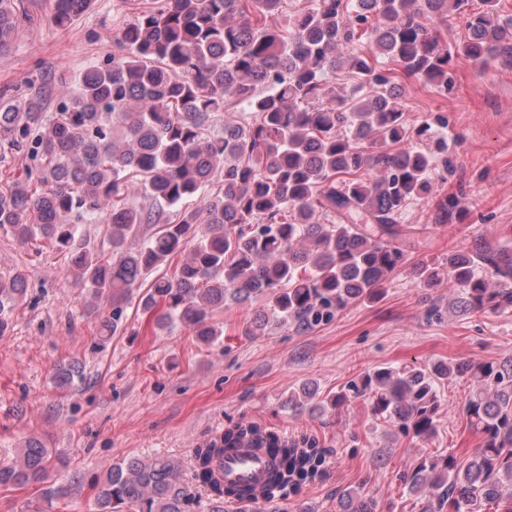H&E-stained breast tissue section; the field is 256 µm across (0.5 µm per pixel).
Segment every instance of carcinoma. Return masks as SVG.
I'll return each mask as SVG.
<instances>
[{"instance_id": "1", "label": "carcinoma", "mask_w": 512, "mask_h": 512, "mask_svg": "<svg viewBox=\"0 0 512 512\" xmlns=\"http://www.w3.org/2000/svg\"><path fill=\"white\" fill-rule=\"evenodd\" d=\"M88 0H54L65 26ZM281 0H163L139 13L117 38L119 53L84 72L77 92L52 121L42 92L0 96V143L43 162L34 181L18 176L0 190V229L25 245L45 239L68 255L75 285L90 306L106 301L110 316L99 340L121 327L136 302L158 330L183 323L203 343L222 335L210 312L224 301L262 297L253 320L311 326L359 301H373L395 274L407 271L425 288L442 281L477 312L512 309V251L479 244L457 249L443 264L410 261L415 238L407 208L433 206L434 224L460 210L456 194H432L434 175L455 170L456 156L434 114L411 126L399 82L415 80L451 93L457 63L512 65V14L500 0H311L287 24ZM465 20L461 42L444 44L438 26ZM19 22L0 0V53ZM345 69L350 83L329 75ZM243 104L249 120L221 123L226 107ZM156 209L130 204L135 194ZM176 207V219L166 208ZM92 216L108 225L107 247L80 237ZM154 231L133 247L140 227ZM482 267L485 274L476 273ZM26 274L0 276V334L26 293ZM471 374L478 388L464 404L481 445L467 461L450 454L418 458L409 491L421 512H512V356L472 365L380 367L326 400L340 409L368 402L417 445L436 433L437 386ZM308 386L288 396L303 413ZM235 448H263L273 472L259 489L272 501L323 474L327 453L315 441L300 448L257 424L228 427L195 449L193 480L207 488L214 512L254 492L224 484L214 460ZM52 455L32 437L14 463L0 465V487L49 476ZM67 484L45 500L72 494ZM97 512H191L201 507L193 485L164 457L131 458L96 481ZM340 512H377L372 500L342 492Z\"/></svg>"}]
</instances>
